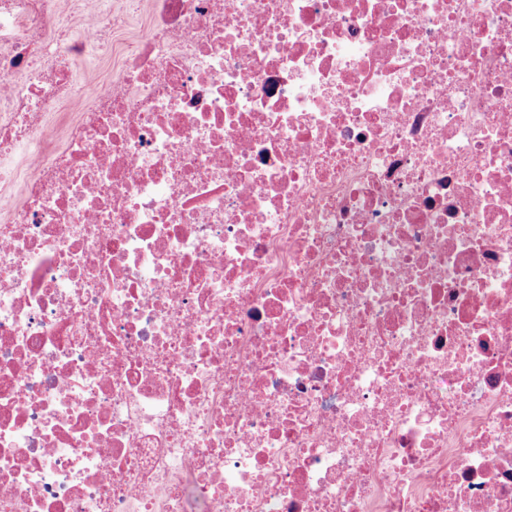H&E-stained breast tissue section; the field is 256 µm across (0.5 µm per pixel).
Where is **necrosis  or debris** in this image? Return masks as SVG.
Instances as JSON below:
<instances>
[{
	"label": "necrosis or debris",
	"instance_id": "4bbe7bcc",
	"mask_svg": "<svg viewBox=\"0 0 512 512\" xmlns=\"http://www.w3.org/2000/svg\"><path fill=\"white\" fill-rule=\"evenodd\" d=\"M0 205V512H512V0H0ZM147 27V16L141 13L126 19L122 31L105 50L95 56L79 58L73 64V78L80 84L105 83L124 54L135 48Z\"/></svg>",
	"mask_w": 512,
	"mask_h": 512
}]
</instances>
